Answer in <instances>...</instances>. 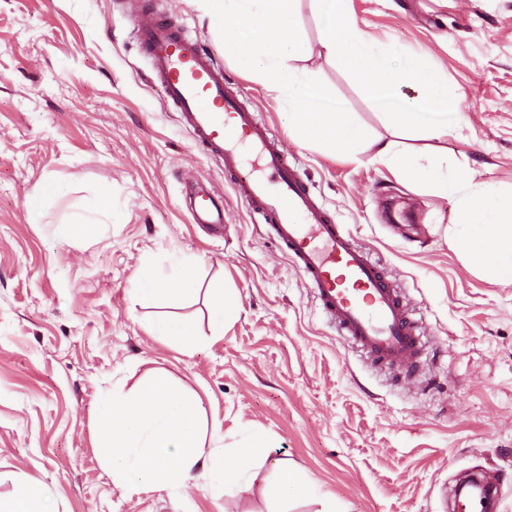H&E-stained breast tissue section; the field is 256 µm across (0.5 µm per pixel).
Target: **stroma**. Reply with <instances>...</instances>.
I'll return each instance as SVG.
<instances>
[{"mask_svg": "<svg viewBox=\"0 0 512 512\" xmlns=\"http://www.w3.org/2000/svg\"><path fill=\"white\" fill-rule=\"evenodd\" d=\"M359 27L395 39L459 95L461 129L397 131L332 61L305 65L374 137L476 182L512 190V0H348ZM218 52L224 80L258 111L317 200L380 260L431 340L411 380L376 367L329 327L288 257L238 201L224 169L153 84L135 29L145 11ZM60 191L44 196L47 182ZM224 197V229L194 224L185 185ZM43 196L39 211L28 201ZM458 195L297 141L275 93L224 52L202 0H0V497L44 484L53 512H451L463 475H489L512 512V284L457 251ZM93 217L97 233L58 225ZM186 252L236 315L213 335L205 295L179 314L199 335L181 353L146 329L139 267ZM163 372L196 394L216 445L269 440L241 492L193 472L178 489L130 492L95 446L99 396ZM312 479L311 499L267 491L275 462Z\"/></svg>", "mask_w": 512, "mask_h": 512, "instance_id": "35a3bbf8", "label": "stroma"}]
</instances>
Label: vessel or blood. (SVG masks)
<instances>
[{"mask_svg": "<svg viewBox=\"0 0 512 512\" xmlns=\"http://www.w3.org/2000/svg\"><path fill=\"white\" fill-rule=\"evenodd\" d=\"M154 82L195 144L219 161L245 208L265 221L305 279L320 311L352 347L375 364L414 372L425 351L421 325L384 266L312 195L280 140L217 72L185 28L145 18L138 30ZM194 223L219 228L224 200L190 189Z\"/></svg>", "mask_w": 512, "mask_h": 512, "instance_id": "b4317fda", "label": "vessel or blood"}]
</instances>
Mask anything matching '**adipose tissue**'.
<instances>
[{
  "label": "adipose tissue",
  "mask_w": 512,
  "mask_h": 512,
  "mask_svg": "<svg viewBox=\"0 0 512 512\" xmlns=\"http://www.w3.org/2000/svg\"><path fill=\"white\" fill-rule=\"evenodd\" d=\"M313 5L321 21L318 55L343 68L371 99L383 104L388 123L430 137L447 135L459 125L456 92L434 71L407 57L402 44L368 38L349 15L346 0H313ZM394 57L404 58L400 69L388 67V60ZM401 83L413 84L417 96L396 98L395 88ZM199 265L197 256L184 253L172 255L165 266L146 263L131 290L133 302L162 306V313L148 320L147 327L186 354L197 347L198 334L169 309L198 291Z\"/></svg>",
  "instance_id": "adipose-tissue-1"
}]
</instances>
